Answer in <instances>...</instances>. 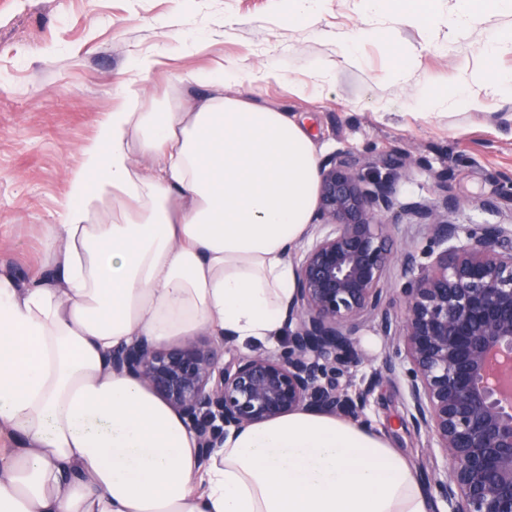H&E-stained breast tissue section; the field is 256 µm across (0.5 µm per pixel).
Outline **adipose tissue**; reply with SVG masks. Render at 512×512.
Instances as JSON below:
<instances>
[{"label":"adipose tissue","instance_id":"obj_1","mask_svg":"<svg viewBox=\"0 0 512 512\" xmlns=\"http://www.w3.org/2000/svg\"><path fill=\"white\" fill-rule=\"evenodd\" d=\"M109 112L42 225L51 275L0 274V512H429L380 433L308 409L230 431L201 462L187 421L109 353L138 338L275 346L317 204L288 113L226 95Z\"/></svg>","mask_w":512,"mask_h":512}]
</instances>
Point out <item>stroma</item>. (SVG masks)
Listing matches in <instances>:
<instances>
[{"instance_id": "1", "label": "stroma", "mask_w": 512, "mask_h": 512, "mask_svg": "<svg viewBox=\"0 0 512 512\" xmlns=\"http://www.w3.org/2000/svg\"><path fill=\"white\" fill-rule=\"evenodd\" d=\"M429 6L436 21L423 26L400 22L398 0L372 12L365 0H318L306 21L280 0H0V273L22 282L40 272V227L58 219L68 174L107 112L132 91L192 106L209 92L196 75L221 65L279 72L229 92L305 120L319 164L349 153L382 170L400 159V204L445 192L456 223L512 225V101L453 97L466 72L512 73V46L487 52L496 31L512 30V10L452 29L457 0ZM369 28L386 40L363 37ZM345 45L355 62L342 61ZM143 54L158 60L151 73L135 69ZM429 86L441 95L418 110L413 98ZM360 421L425 460L404 377L376 385Z\"/></svg>"}]
</instances>
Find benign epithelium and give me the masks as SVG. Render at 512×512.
Segmentation results:
<instances>
[{
  "label": "benign epithelium",
  "instance_id": "benign-epithelium-1",
  "mask_svg": "<svg viewBox=\"0 0 512 512\" xmlns=\"http://www.w3.org/2000/svg\"><path fill=\"white\" fill-rule=\"evenodd\" d=\"M398 164L372 175L345 154L320 171L317 232L298 264L288 346L228 364L196 338L159 348L145 339L112 350L117 372L142 380L188 421L207 460L228 429L316 408L357 417L381 379L403 373L413 427L444 466H422L446 512H512V227L451 221L448 197L408 208L441 246L423 264L413 246L395 256L388 213ZM401 270L393 298L382 288ZM369 320L396 344L351 397L339 378L363 364Z\"/></svg>",
  "mask_w": 512,
  "mask_h": 512
}]
</instances>
